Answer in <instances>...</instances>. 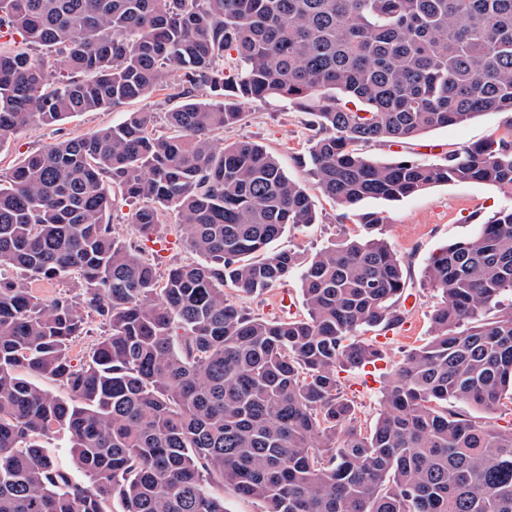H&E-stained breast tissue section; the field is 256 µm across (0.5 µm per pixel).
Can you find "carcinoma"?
<instances>
[{
  "mask_svg": "<svg viewBox=\"0 0 512 512\" xmlns=\"http://www.w3.org/2000/svg\"><path fill=\"white\" fill-rule=\"evenodd\" d=\"M2 27L19 48L0 49V144L164 86L181 104L165 135L134 111L0 175V512H226L214 481L263 512H512V428L449 408L512 403V206L430 257L441 302L373 427L340 385L382 357L363 332L404 318L403 261L369 234L383 217L364 203L512 190V0H0ZM29 45L64 52L49 63ZM262 99L314 117L296 162L363 229L304 263L269 247L317 223L311 197L264 146L219 137ZM488 112L501 136L438 160L363 151ZM115 190L145 202L143 236L173 213L200 261L160 273L116 237ZM294 274L301 318L267 320L224 291ZM45 280L72 286L39 297ZM91 316L104 332L77 360ZM57 435L66 465L45 447Z\"/></svg>",
  "mask_w": 512,
  "mask_h": 512,
  "instance_id": "carcinoma-1",
  "label": "carcinoma"
}]
</instances>
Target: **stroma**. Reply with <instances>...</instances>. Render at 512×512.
<instances>
[{
    "mask_svg": "<svg viewBox=\"0 0 512 512\" xmlns=\"http://www.w3.org/2000/svg\"><path fill=\"white\" fill-rule=\"evenodd\" d=\"M169 108L164 92L157 91L146 101L131 103L126 110L85 112L57 124L20 130L0 144V173H7L29 153L51 142L117 125L124 121L130 109L153 112L154 132L164 133V114ZM243 110L244 120L225 129V143L252 140L265 145L285 173L303 185L318 214L317 223L289 228L272 244V251L291 250L306 259L343 233L355 232L352 215L327 199L315 180L296 163L309 147L313 133L312 115L279 99L251 101ZM501 131L500 115L488 113L462 126L435 130L423 139L403 146L377 144L369 147L368 152L380 161L401 157L432 161L450 151L497 136ZM511 204L512 193L483 183L442 184L400 201L369 202V209L383 212L385 216L384 223L377 225L375 236L404 259L408 270L406 294L413 298L414 304L406 309L404 321L396 329L376 332L386 368L376 373L374 383L364 385L366 373L362 370L348 374L342 380L344 393L353 400L362 426L373 425L376 421L382 409L381 386L390 371L428 336L431 314L440 301L439 294L425 281V269L432 254L450 242L471 235L494 211ZM131 213V205L118 199L107 219L114 234L139 246L158 270L196 261V254L174 228H160L150 240L139 237L131 223ZM236 301L246 311L269 319H288L305 312L300 284L295 278L259 294L237 293Z\"/></svg>",
    "mask_w": 512,
    "mask_h": 512,
    "instance_id": "obj_1",
    "label": "stroma"
}]
</instances>
